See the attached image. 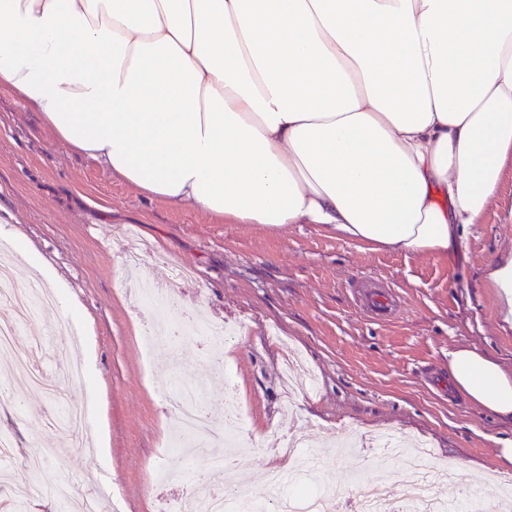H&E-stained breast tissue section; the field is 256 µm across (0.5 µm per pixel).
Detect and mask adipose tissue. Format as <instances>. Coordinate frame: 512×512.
<instances>
[{
    "instance_id": "1",
    "label": "adipose tissue",
    "mask_w": 512,
    "mask_h": 512,
    "mask_svg": "<svg viewBox=\"0 0 512 512\" xmlns=\"http://www.w3.org/2000/svg\"><path fill=\"white\" fill-rule=\"evenodd\" d=\"M143 196L413 255L512 159V0H0V89ZM448 381L512 421V372Z\"/></svg>"
}]
</instances>
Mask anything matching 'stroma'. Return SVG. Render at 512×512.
<instances>
[{
	"label": "stroma",
	"mask_w": 512,
	"mask_h": 512,
	"mask_svg": "<svg viewBox=\"0 0 512 512\" xmlns=\"http://www.w3.org/2000/svg\"><path fill=\"white\" fill-rule=\"evenodd\" d=\"M0 221L29 253L12 256L21 276L40 264L48 287L72 299L73 312L39 308L44 338L41 368L56 375L65 328L88 336L84 379L63 385L52 400L28 389L10 367L0 368L13 402L0 400V432L14 441L15 478L0 483V512L14 500L26 512H57L56 499L36 494L20 463L41 448L73 502L105 477L110 495L102 512H168L185 483L183 462L163 449L174 434L166 409L171 375L183 369L201 379L216 415L247 410L236 451L237 477L262 486L268 455L289 429L300 428L320 457L301 467L313 486L335 487L348 499V474L390 473L361 437L391 429L404 440L425 438L438 464L460 468V482L499 472L497 450L512 440V422L448 390V352L466 345L512 370V327L500 315L486 269L512 249V161L479 223L470 225L459 255L410 256L345 241L312 224L269 229L220 224L193 209H174L142 196L91 159L72 152L13 93L0 91ZM146 245L136 274L122 266L128 235ZM192 266L179 300L201 305L207 320L249 321L223 342L219 365L208 345L189 335L174 354L145 348L150 305L134 303L132 278L155 281L157 258ZM305 357L314 378L298 398L296 417L282 401L281 343ZM86 405L87 435L98 461L80 460L63 407ZM164 461L167 482L152 466Z\"/></svg>",
	"instance_id": "1"
}]
</instances>
